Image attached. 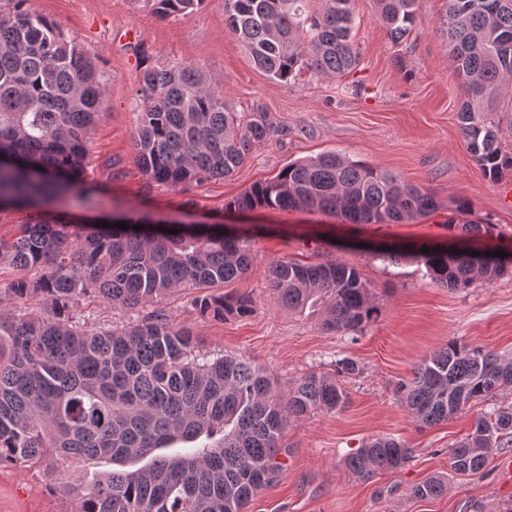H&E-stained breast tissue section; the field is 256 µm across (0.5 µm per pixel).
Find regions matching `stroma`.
Listing matches in <instances>:
<instances>
[{"label":"stroma","instance_id":"stroma-1","mask_svg":"<svg viewBox=\"0 0 512 512\" xmlns=\"http://www.w3.org/2000/svg\"><path fill=\"white\" fill-rule=\"evenodd\" d=\"M31 6L74 39L105 85L87 169L97 191L69 199L67 217L100 224L118 212L151 213L241 230L253 262L236 287L254 297L253 311L227 321L203 318L191 295L180 292L163 302L167 314L191 328L210 356L250 358L284 383L330 370L341 358L361 368L344 382V408L289 424L282 438L288 453L249 512H502L512 505V474L503 466L512 457V442L477 475L457 476L449 466L452 444L494 404H476L422 429L396 394L417 362L451 340L512 356V271L492 283L452 291L425 277L422 265L381 254L392 243L448 244L452 223L494 225L495 238L477 239V247L512 252V174L489 180L462 138L457 113L464 92L438 30L443 0H419L418 21L397 44L379 25L374 0H353L356 68L341 77L304 72L287 81L254 66L225 23L224 0H203L192 16L166 20L152 14L148 0H31ZM131 28L137 40L127 39ZM181 65L201 71L242 120L266 112L281 131L232 176L174 191L148 182L133 159L132 138L144 69ZM335 150L425 188L438 210L403 224H347L295 211H225L228 201L289 163ZM277 259L353 264L372 287L376 314L357 332L344 334L326 331L320 315L278 306L266 281ZM378 436L410 448L411 461L369 480L353 476L347 456ZM111 469L106 459L74 458L0 466V512H72L74 503L60 492L59 480L76 475L89 487ZM435 473L447 476V494L413 497L412 487Z\"/></svg>","mask_w":512,"mask_h":512}]
</instances>
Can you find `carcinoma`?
<instances>
[{"label": "carcinoma", "instance_id": "cac0c4a2", "mask_svg": "<svg viewBox=\"0 0 512 512\" xmlns=\"http://www.w3.org/2000/svg\"><path fill=\"white\" fill-rule=\"evenodd\" d=\"M202 0H152L159 19L189 17ZM304 0H224V17L250 59L274 79L307 70L349 73L358 61L350 41L352 0H324L314 16ZM0 9V211L33 210L10 239L0 238V268L13 278L0 295V465L26 466L50 455L109 459L113 470L91 488L67 486L73 512H246L272 482L288 424L345 406L343 380L359 372L351 358L330 372H310L281 386L261 366L233 355L210 358L193 333L154 309L121 330L89 325L83 302L114 309L160 304L193 290L210 319L250 314L253 298L233 288L252 262L247 240L222 224H168L151 214L112 216L129 229L71 224L58 207L92 192L85 180L89 135L105 89L92 61L30 0ZM391 40L417 23V0H376ZM439 29L448 38L464 100L459 119L467 148L497 182L512 172L499 142L500 112H512V0H445ZM132 146L147 178L178 190L231 175L253 148L278 132L265 112L242 125L191 66L147 68ZM234 212L302 211L351 224H398L437 209L426 190L338 152L288 164L225 204ZM142 229L136 230L134 226ZM461 235L491 237L492 224L448 225ZM173 233H167V230ZM455 255L451 249L393 251L425 268L434 283L463 290L506 272L505 257ZM273 301L292 312L323 313L331 332H354L376 313L360 271L342 261L278 259L269 268ZM512 388V358L451 341L422 359L396 392L421 428ZM512 436V404L478 416L452 448L450 468L480 473ZM208 442L185 455L154 454L178 443ZM410 449L391 437L368 440L347 457L369 480L403 468ZM448 490L433 475L411 489L420 499Z\"/></svg>", "mask_w": 512, "mask_h": 512}]
</instances>
